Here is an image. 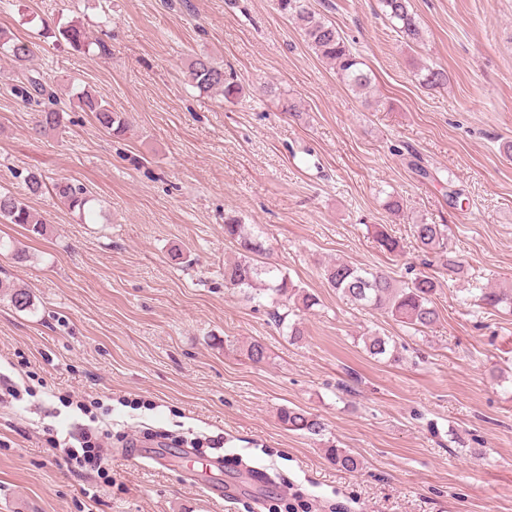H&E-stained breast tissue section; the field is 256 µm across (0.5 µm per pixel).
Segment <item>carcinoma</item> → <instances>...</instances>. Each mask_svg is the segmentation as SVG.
Here are the masks:
<instances>
[{"mask_svg": "<svg viewBox=\"0 0 512 512\" xmlns=\"http://www.w3.org/2000/svg\"><path fill=\"white\" fill-rule=\"evenodd\" d=\"M381 4L382 11L392 22L398 35L408 43L422 41L423 30L415 13L410 10V0H381ZM278 6L281 12L298 22L304 41L336 69L337 76L345 84L360 90L370 87L371 75L363 68L360 55L347 45L335 24L309 8L308 0H278ZM59 33L76 49L83 48L88 41L85 30L77 24H67L59 29ZM0 52L9 56L16 67L25 72V82L18 90L24 101L36 102L45 97H54L50 84L28 69L35 56L32 43L0 29ZM188 77L194 87L203 92L219 91L226 100L237 97L240 91L239 85L226 78L224 66L209 56L199 55L192 59L188 64ZM71 100L83 111L92 113L95 121L105 131L115 134L125 130L127 120L120 113L112 111L88 89H72ZM54 189L73 209L83 211L90 202L86 191L81 187L60 182L54 185ZM0 222L25 226L35 235L42 236L46 232V219L11 192H0ZM445 232L442 224L414 225L417 241L428 250L443 251ZM224 236L236 241L243 251L238 260L224 265L225 287L236 289L249 299L256 298L260 293L268 294L305 310L319 304L315 294L294 284L277 265L257 260V257L265 254V248L248 232L245 225L234 221L225 224ZM325 279L330 287L350 301L363 308L383 311L415 330L429 328L440 318L433 301L437 283L428 276H417L411 282L398 287L383 272L335 262L326 267ZM0 293L8 297L10 304L17 310H27L32 305L31 294L23 286L1 282ZM478 302L485 308L511 309L512 290L486 288L481 292ZM364 347L375 358L390 353L389 340L382 336L368 337L364 341ZM279 419L289 429L311 436H321L325 431L324 423L317 416L299 408L280 409ZM327 453L337 467L347 472L361 469L362 462L359 457L346 448L332 445Z\"/></svg>", "mask_w": 512, "mask_h": 512, "instance_id": "carcinoma-1", "label": "carcinoma"}]
</instances>
